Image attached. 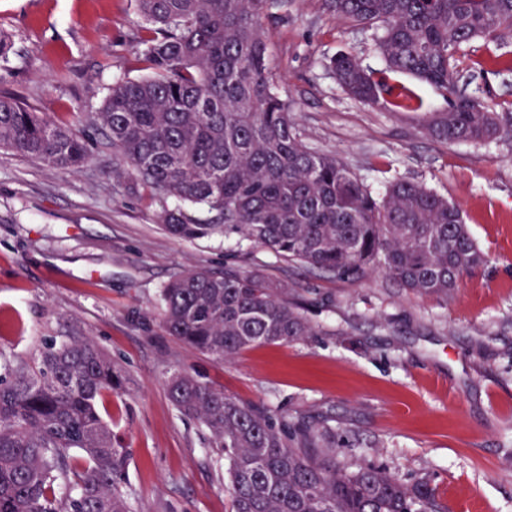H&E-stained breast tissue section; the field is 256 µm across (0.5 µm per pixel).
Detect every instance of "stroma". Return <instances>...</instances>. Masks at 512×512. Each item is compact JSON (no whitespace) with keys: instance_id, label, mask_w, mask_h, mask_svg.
<instances>
[{"instance_id":"stroma-1","label":"stroma","mask_w":512,"mask_h":512,"mask_svg":"<svg viewBox=\"0 0 512 512\" xmlns=\"http://www.w3.org/2000/svg\"><path fill=\"white\" fill-rule=\"evenodd\" d=\"M146 23L135 0H0L17 51L0 94L82 135L90 164L66 172L0 153V364L28 363L45 342L89 336L112 358L121 390L105 397L128 464L120 488L132 512H231L227 464L200 420L183 416L165 380L187 370L244 403L324 422L336 459L427 480L450 512H512V142L453 144L424 130L442 109L433 87L400 81L421 110L389 112L350 98L330 68L351 52L383 60L377 30L336 19L327 0H271V66L305 144L331 153L372 193L391 178L420 182L460 205L486 253L445 297L407 292L382 275L339 279L273 262L221 236L181 240L158 202L112 175V149L87 120L116 79L143 75L134 54ZM487 43L458 56L459 86L512 110V72L484 67ZM298 289L311 336L219 363L166 334L162 288L191 268L242 257Z\"/></svg>"}]
</instances>
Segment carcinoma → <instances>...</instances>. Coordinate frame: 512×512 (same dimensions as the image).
<instances>
[{"label":"carcinoma","instance_id":"carcinoma-1","mask_svg":"<svg viewBox=\"0 0 512 512\" xmlns=\"http://www.w3.org/2000/svg\"><path fill=\"white\" fill-rule=\"evenodd\" d=\"M147 22L135 48L149 71L117 79L89 116L112 144V173L162 204L174 237L235 236L282 261L338 278L383 273L414 294L446 297L487 262L460 207L415 182L372 194L333 154L308 148L277 91L262 18L268 0H137ZM336 16L377 28L384 66L339 52L329 62L359 101L398 112L413 97L395 77L438 90L427 133L449 143L512 141V112L459 90L456 55L493 43L485 65L512 68V0H329ZM0 149L61 170L93 159L87 141L0 96ZM294 289L254 269L193 268L162 289L161 328L227 362L243 350L310 334ZM174 406L224 450L232 512H448L425 482L336 461V434L240 402L188 371L165 383ZM112 358L89 336L45 344L0 373V512H131L120 490L128 453L99 403L120 390ZM81 454L76 469L71 451ZM67 492L57 495V488Z\"/></svg>","mask_w":512,"mask_h":512}]
</instances>
